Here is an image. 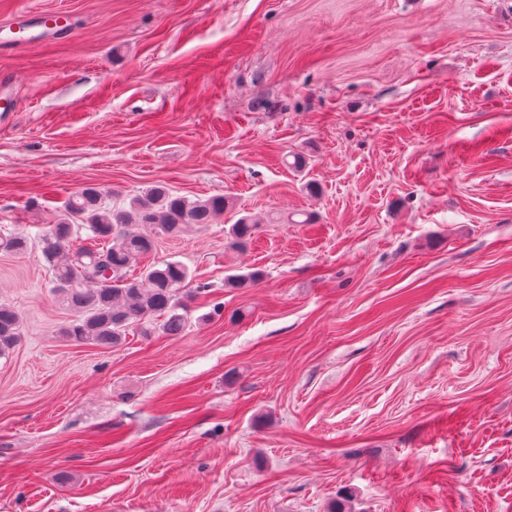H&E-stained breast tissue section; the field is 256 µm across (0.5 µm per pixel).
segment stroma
<instances>
[{"mask_svg":"<svg viewBox=\"0 0 512 512\" xmlns=\"http://www.w3.org/2000/svg\"><path fill=\"white\" fill-rule=\"evenodd\" d=\"M19 9L74 30L0 50V237L86 185L231 207L157 243L209 288L175 337L60 336L0 253V512H512V0ZM20 336L18 313L10 305L0 302V357L17 345Z\"/></svg>","mask_w":512,"mask_h":512,"instance_id":"1","label":"stroma"}]
</instances>
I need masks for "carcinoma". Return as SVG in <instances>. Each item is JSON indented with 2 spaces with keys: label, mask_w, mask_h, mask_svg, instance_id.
<instances>
[{
  "label": "carcinoma",
  "mask_w": 512,
  "mask_h": 512,
  "mask_svg": "<svg viewBox=\"0 0 512 512\" xmlns=\"http://www.w3.org/2000/svg\"><path fill=\"white\" fill-rule=\"evenodd\" d=\"M229 200L222 196L190 200L164 183L116 206L104 190L88 185L71 194L65 212L49 224L38 244L53 269L54 296L74 312L60 333L91 346L119 347L127 335L178 336L186 326L181 303L191 282L179 261L137 268L158 240L176 238L192 228L213 223ZM254 223L244 216L231 226L232 245L246 248ZM90 234L83 237L81 230ZM259 270L231 275L226 288H246L261 280ZM20 319L13 307L0 302V356L17 345Z\"/></svg>",
  "instance_id": "carcinoma-1"
}]
</instances>
